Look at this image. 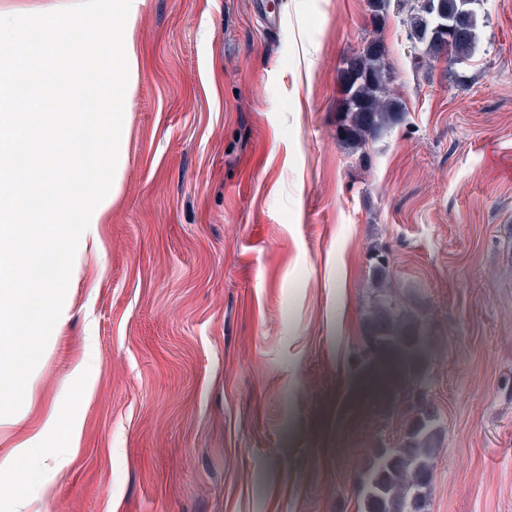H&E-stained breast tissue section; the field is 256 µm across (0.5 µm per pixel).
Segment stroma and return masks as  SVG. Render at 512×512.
<instances>
[{
  "label": "stroma",
  "mask_w": 512,
  "mask_h": 512,
  "mask_svg": "<svg viewBox=\"0 0 512 512\" xmlns=\"http://www.w3.org/2000/svg\"><path fill=\"white\" fill-rule=\"evenodd\" d=\"M477 10L470 60L416 71L366 0H145L121 179L0 417V512H360L409 426L394 359L359 366L377 250L428 342V512H512V0ZM377 37L402 116L362 162L339 68Z\"/></svg>",
  "instance_id": "stroma-1"
}]
</instances>
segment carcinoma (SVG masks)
<instances>
[{
  "mask_svg": "<svg viewBox=\"0 0 512 512\" xmlns=\"http://www.w3.org/2000/svg\"><path fill=\"white\" fill-rule=\"evenodd\" d=\"M467 2L472 9L466 30L445 37L430 33L429 24L415 9V0H397V12L404 14L407 37H418L411 51L416 68H427L443 55L450 67L472 56L478 29L473 5L478 0ZM390 70L386 52L375 40L359 55L344 60V68L340 69L343 112L339 141L351 155L365 154L369 142L401 118L391 90ZM420 328L416 312L383 278H378L369 296L365 348L384 343L390 350L418 336ZM411 412L404 444L378 451L364 471L362 512H426L440 429L424 403L413 405Z\"/></svg>",
  "mask_w": 512,
  "mask_h": 512,
  "instance_id": "1",
  "label": "carcinoma"
}]
</instances>
